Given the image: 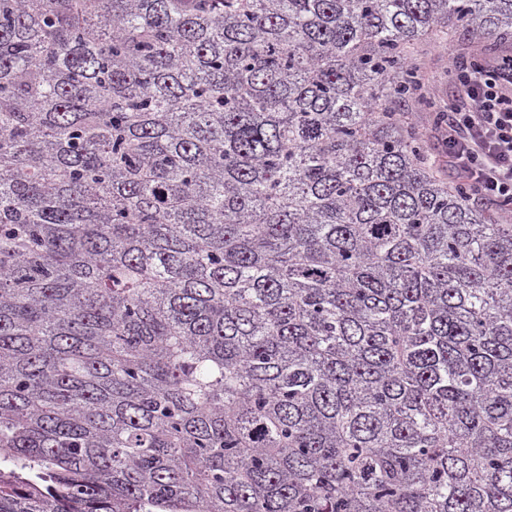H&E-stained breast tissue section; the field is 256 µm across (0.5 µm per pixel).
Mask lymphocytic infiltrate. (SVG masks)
I'll use <instances>...</instances> for the list:
<instances>
[{
    "instance_id": "f902f5d3",
    "label": "lymphocytic infiltrate",
    "mask_w": 512,
    "mask_h": 512,
    "mask_svg": "<svg viewBox=\"0 0 512 512\" xmlns=\"http://www.w3.org/2000/svg\"><path fill=\"white\" fill-rule=\"evenodd\" d=\"M461 97L448 114L445 142L455 181L476 197L512 203V65L489 63L457 75Z\"/></svg>"
}]
</instances>
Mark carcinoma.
<instances>
[{"instance_id":"cac0c4a2","label":"carcinoma","mask_w":512,"mask_h":512,"mask_svg":"<svg viewBox=\"0 0 512 512\" xmlns=\"http://www.w3.org/2000/svg\"><path fill=\"white\" fill-rule=\"evenodd\" d=\"M512 0H0V512H512V224L409 46Z\"/></svg>"}]
</instances>
